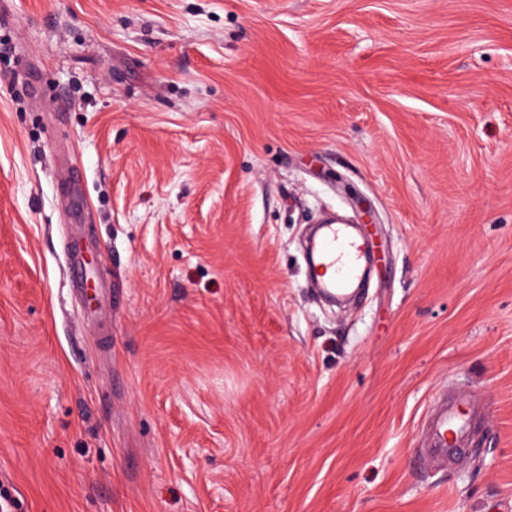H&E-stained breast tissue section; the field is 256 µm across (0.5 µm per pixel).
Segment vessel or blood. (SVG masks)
<instances>
[{"label":"vessel or blood","mask_w":512,"mask_h":512,"mask_svg":"<svg viewBox=\"0 0 512 512\" xmlns=\"http://www.w3.org/2000/svg\"><path fill=\"white\" fill-rule=\"evenodd\" d=\"M320 264L334 269L329 280L331 290L343 292L351 285L364 250V240L358 239L346 224H326L321 228ZM483 417L478 400L461 407L453 402L440 403L423 426L425 446L419 454L430 467L456 469L468 456L472 430Z\"/></svg>","instance_id":"b4317fda"}]
</instances>
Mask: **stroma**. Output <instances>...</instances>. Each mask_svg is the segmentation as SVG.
<instances>
[{"label":"stroma","instance_id":"35a3bbf8","mask_svg":"<svg viewBox=\"0 0 512 512\" xmlns=\"http://www.w3.org/2000/svg\"><path fill=\"white\" fill-rule=\"evenodd\" d=\"M0 39L22 512H512V0H0ZM355 194L341 309L305 239ZM449 392L486 421L426 471ZM71 265L74 273L73 285L83 288L88 293L89 288H91L89 282L90 261L88 256L83 255L80 249H75Z\"/></svg>","mask_w":512,"mask_h":512}]
</instances>
